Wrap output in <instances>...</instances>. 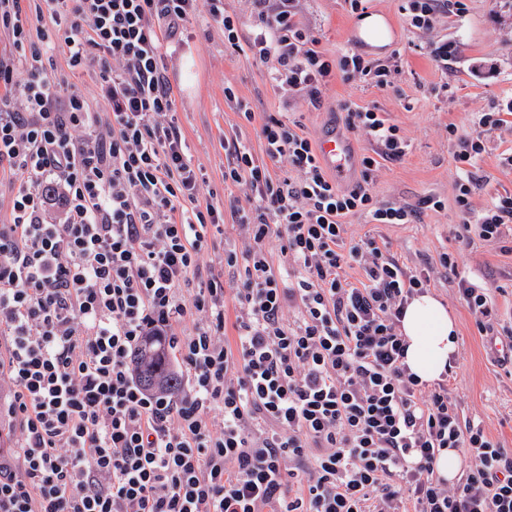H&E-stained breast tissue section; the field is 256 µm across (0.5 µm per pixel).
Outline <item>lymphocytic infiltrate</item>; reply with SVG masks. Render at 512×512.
Segmentation results:
<instances>
[{
    "label": "lymphocytic infiltrate",
    "instance_id": "f902f5d3",
    "mask_svg": "<svg viewBox=\"0 0 512 512\" xmlns=\"http://www.w3.org/2000/svg\"><path fill=\"white\" fill-rule=\"evenodd\" d=\"M253 59L274 62L277 88L313 108L333 78L390 86L384 66L332 57L303 27L296 0H251ZM52 26L32 31L21 0H0V31L19 61L0 57V381L19 427L20 461H0V512H512V451L462 422L447 379L420 383L404 362L403 310L430 277L407 272L375 238L348 239L345 220L409 224L442 202L374 200L378 158L405 156L396 125L342 103L347 130L378 147L361 179L339 187L300 124L268 115L264 158L227 144L224 181L246 185L228 208L201 204L205 179L185 150L163 59L198 14L239 46L224 0H39ZM63 47L71 72L98 68L111 110L90 111L78 83L49 73L43 47ZM20 86V97L10 89ZM499 111L477 132L449 126L459 175L456 238L512 232V197L473 214L476 162ZM282 165L272 177L270 164ZM232 215L251 240L225 250L238 269L235 341L224 340V277L201 249ZM278 240L274 267L267 250ZM360 267L362 285L344 269ZM480 334L512 360V324L484 289L459 276ZM192 330H184L186 321ZM169 338L185 390L151 392L132 362L145 337ZM466 449L456 487L434 470Z\"/></svg>",
    "mask_w": 512,
    "mask_h": 512
}]
</instances>
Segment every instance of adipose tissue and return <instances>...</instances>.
<instances>
[{
  "instance_id": "adipose-tissue-1",
  "label": "adipose tissue",
  "mask_w": 512,
  "mask_h": 512,
  "mask_svg": "<svg viewBox=\"0 0 512 512\" xmlns=\"http://www.w3.org/2000/svg\"><path fill=\"white\" fill-rule=\"evenodd\" d=\"M399 331L407 344L409 372L427 383L439 380L457 349L455 317L432 294H419L406 305Z\"/></svg>"
}]
</instances>
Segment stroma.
<instances>
[{"instance_id":"stroma-1","label":"stroma","mask_w":512,"mask_h":512,"mask_svg":"<svg viewBox=\"0 0 512 512\" xmlns=\"http://www.w3.org/2000/svg\"><path fill=\"white\" fill-rule=\"evenodd\" d=\"M460 13L440 15L428 32L410 26L405 0H368V10H381L390 42L375 46L356 39L361 22L348 12L344 0H300L299 18L318 41L319 50L340 55L351 48L366 58L388 65L393 86L381 90L365 80L334 79L323 91L320 108L309 107L302 93L273 86L272 66L254 61L249 51L224 47V32L205 15L193 18L179 48L165 60L175 97L174 116L188 146L194 167L206 183L201 202L217 206L244 198L241 186H225L228 163L224 144L237 140L256 158H263L258 136L261 121L270 114L299 121L304 132L319 140L328 130L346 132L355 157L374 155L376 146L359 132L346 131L339 103L377 106L399 127L409 147L400 160L379 159L369 189L379 201L412 203L424 196L443 201V208L424 210L414 224H370L351 217L349 238L373 237L386 243L390 255L407 270L429 268L430 293L443 301L458 321L456 360L448 375V392L462 418L480 423L512 449V365L497 361L475 317L458 291L457 277L465 275L486 290L500 313L512 311V252L498 240L474 239L460 246L455 238L460 222L454 206L456 163L448 143V128L475 130L478 112L500 110L503 124L486 132L485 150L477 161L482 181L473 191L474 211H482L501 195H512V9L504 0H464ZM447 44L451 53L440 64L433 45ZM232 88L236 101L224 96ZM245 101L255 114L247 122L236 110ZM458 258L459 272L441 267V253Z\"/></svg>"}]
</instances>
